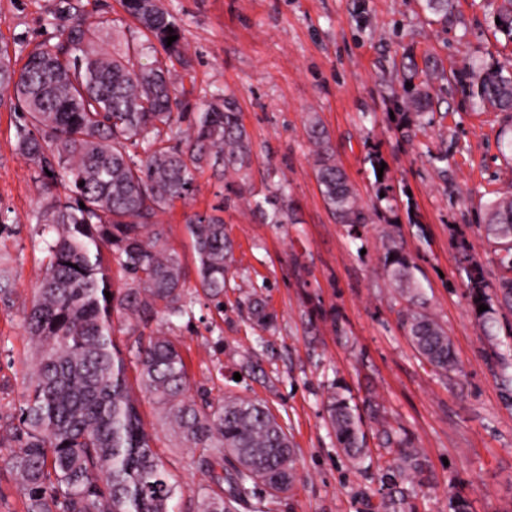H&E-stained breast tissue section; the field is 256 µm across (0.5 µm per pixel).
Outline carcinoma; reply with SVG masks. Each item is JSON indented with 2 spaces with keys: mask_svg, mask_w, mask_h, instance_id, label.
<instances>
[{
  "mask_svg": "<svg viewBox=\"0 0 512 512\" xmlns=\"http://www.w3.org/2000/svg\"><path fill=\"white\" fill-rule=\"evenodd\" d=\"M454 0H424L433 22L448 23ZM127 19L145 41H121L116 20L90 22L67 4L58 43L29 51L0 46V107L9 106L18 153L59 189L36 216L47 262L26 327L36 361L24 381L23 402L9 438L18 450L12 471L26 491V512H176L186 487L174 479L154 450L129 381L137 370L140 388L164 411L169 429L194 453L206 482L193 490L200 512H271L298 479L296 450L271 408L232 392L213 399L189 395L185 359L170 338L174 320L189 317L187 272L165 248L158 214L193 192L195 173L222 165H250L251 146L230 97L219 93L202 104L184 132L187 91L162 61L143 63L155 45L180 54L184 34L162 0H121ZM500 27L512 38V0H489ZM176 41L167 44L166 38ZM454 79L476 89L485 109L512 112V67L470 65ZM431 103L428 83L409 92L399 126L410 128ZM317 147L315 175L336 223L354 239L371 221L336 164L329 138L310 125ZM52 176H47V173ZM85 208H80V205ZM272 224L291 218L288 201L275 191L257 203ZM223 208L186 219L194 252L195 291L223 308L234 261ZM484 231L496 256L495 283L484 266L465 267L468 300L485 324L508 321L512 330V196L487 203ZM134 286L115 294L103 249ZM383 266L398 296V319L422 361L449 375L457 362L448 331L430 311L412 258L387 236ZM111 293L106 297L105 293ZM13 293V268L0 260V298ZM488 309L481 312L479 306ZM249 318L263 331L275 328L266 303L249 297ZM165 327L144 334L158 315ZM134 337L123 352L115 327ZM132 359H127V356ZM338 448L355 470L365 469L372 449L358 405L337 391L327 405ZM391 464L383 475L387 492L375 512H416L405 485L428 480L426 458L394 430L382 431Z\"/></svg>",
  "mask_w": 512,
  "mask_h": 512,
  "instance_id": "1",
  "label": "carcinoma"
}]
</instances>
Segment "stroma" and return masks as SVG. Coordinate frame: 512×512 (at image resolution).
Here are the masks:
<instances>
[{
  "mask_svg": "<svg viewBox=\"0 0 512 512\" xmlns=\"http://www.w3.org/2000/svg\"><path fill=\"white\" fill-rule=\"evenodd\" d=\"M185 34L173 80L190 75L197 95L234 97L252 142L249 170L205 169L194 196L159 216L166 246L192 266L185 217L224 208L235 263L216 310L195 293L191 320L172 332L192 390L230 391L267 402L291 435L299 479L273 512H369L386 461L352 469L328 425L327 397L344 384L355 402L373 397L382 420L401 429L427 459L433 482L418 492L417 512H451L467 498L471 512H512V400L495 375L494 352L512 347V330L485 333L469 306L463 255L496 275L483 229L485 203L512 193V115L479 109L450 73L475 62L512 64V40L485 0H455L447 25L430 21L419 0H163ZM65 0H0V42L56 44L53 18ZM430 64L445 80L431 86L433 109L416 134L387 117L404 93V66ZM325 127L339 164L372 222L362 239L347 236L315 177L311 119ZM17 114L0 108V258L15 290L0 302V435L6 436L34 361L25 325L45 257L35 213L52 188L15 151ZM379 155L384 175L370 161ZM446 155L443 169L430 163ZM392 188L377 200L379 180ZM284 182L293 224H269L256 204ZM393 235L417 266L431 311L447 328L458 369L431 372L401 328L383 268ZM465 240L459 252L457 240ZM250 284L276 314L262 332L249 319ZM250 289V290H251ZM139 410L156 450L188 486L179 512H197L194 488L205 477L190 449L164 425L157 404L139 393Z\"/></svg>",
  "mask_w": 512,
  "mask_h": 512,
  "instance_id": "35a3bbf8",
  "label": "stroma"
}]
</instances>
